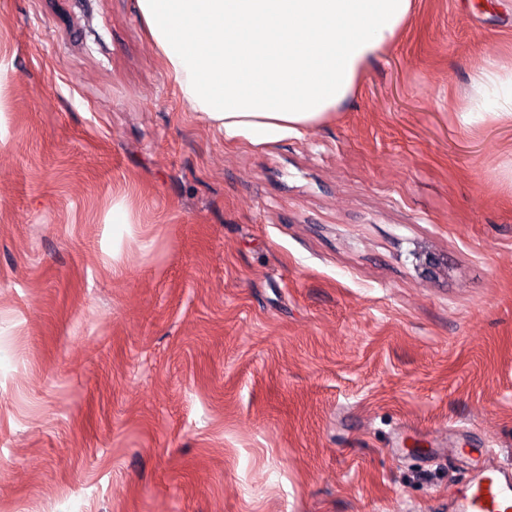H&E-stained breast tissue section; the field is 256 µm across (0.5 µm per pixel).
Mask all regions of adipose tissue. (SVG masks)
Masks as SVG:
<instances>
[{"mask_svg":"<svg viewBox=\"0 0 512 512\" xmlns=\"http://www.w3.org/2000/svg\"><path fill=\"white\" fill-rule=\"evenodd\" d=\"M165 72L225 141L303 136L330 119L388 48L413 0H137ZM482 112L512 125V62L480 70Z\"/></svg>","mask_w":512,"mask_h":512,"instance_id":"adipose-tissue-1","label":"adipose tissue"}]
</instances>
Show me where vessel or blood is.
<instances>
[{
	"mask_svg": "<svg viewBox=\"0 0 512 512\" xmlns=\"http://www.w3.org/2000/svg\"><path fill=\"white\" fill-rule=\"evenodd\" d=\"M481 454L486 462L471 470L454 496L452 512H512V461L497 460L492 448Z\"/></svg>",
	"mask_w": 512,
	"mask_h": 512,
	"instance_id": "b4317fda",
	"label": "vessel or blood"
}]
</instances>
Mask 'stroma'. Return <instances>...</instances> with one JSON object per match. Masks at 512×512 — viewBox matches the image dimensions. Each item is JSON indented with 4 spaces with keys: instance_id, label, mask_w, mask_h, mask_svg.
Listing matches in <instances>:
<instances>
[{
    "instance_id": "35a3bbf8",
    "label": "stroma",
    "mask_w": 512,
    "mask_h": 512,
    "mask_svg": "<svg viewBox=\"0 0 512 512\" xmlns=\"http://www.w3.org/2000/svg\"><path fill=\"white\" fill-rule=\"evenodd\" d=\"M0 49V512H449L512 454V128L459 118L512 0H414L263 145L136 0H0Z\"/></svg>"
}]
</instances>
